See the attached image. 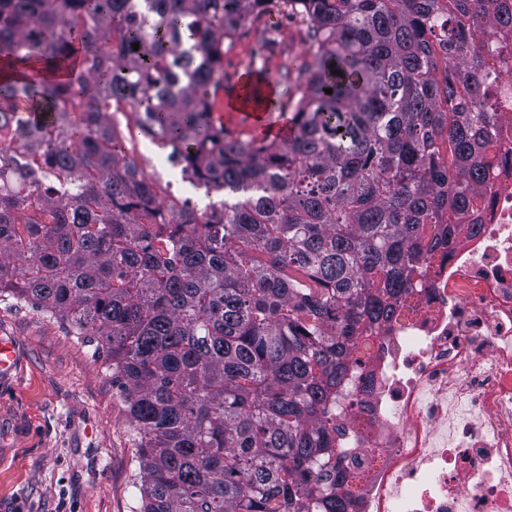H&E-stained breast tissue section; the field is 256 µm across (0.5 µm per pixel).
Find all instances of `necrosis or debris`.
Listing matches in <instances>:
<instances>
[{"instance_id":"4bbe7bcc","label":"necrosis or debris","mask_w":512,"mask_h":512,"mask_svg":"<svg viewBox=\"0 0 512 512\" xmlns=\"http://www.w3.org/2000/svg\"><path fill=\"white\" fill-rule=\"evenodd\" d=\"M488 79L502 158L477 231L410 288L327 415L356 512H512V33Z\"/></svg>"}]
</instances>
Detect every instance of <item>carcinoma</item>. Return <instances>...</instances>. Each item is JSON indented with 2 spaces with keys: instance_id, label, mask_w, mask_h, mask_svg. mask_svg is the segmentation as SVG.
Masks as SVG:
<instances>
[{
  "instance_id": "1",
  "label": "carcinoma",
  "mask_w": 512,
  "mask_h": 512,
  "mask_svg": "<svg viewBox=\"0 0 512 512\" xmlns=\"http://www.w3.org/2000/svg\"><path fill=\"white\" fill-rule=\"evenodd\" d=\"M497 2L0 0V295L98 343L140 512H350L326 414L364 335L478 224ZM284 8L307 36L296 133L226 140L223 46ZM72 60L75 81L30 76ZM120 115L224 200L161 199Z\"/></svg>"
}]
</instances>
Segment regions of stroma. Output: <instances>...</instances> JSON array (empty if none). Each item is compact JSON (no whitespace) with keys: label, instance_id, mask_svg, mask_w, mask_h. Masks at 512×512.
Masks as SVG:
<instances>
[{"label":"stroma","instance_id":"1","mask_svg":"<svg viewBox=\"0 0 512 512\" xmlns=\"http://www.w3.org/2000/svg\"><path fill=\"white\" fill-rule=\"evenodd\" d=\"M18 371L0 383V512H137L138 454L105 358L65 321L0 300Z\"/></svg>","mask_w":512,"mask_h":512}]
</instances>
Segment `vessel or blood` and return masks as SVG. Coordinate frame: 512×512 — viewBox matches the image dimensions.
<instances>
[{"instance_id": "vessel-or-blood-1", "label": "vessel or blood", "mask_w": 512, "mask_h": 512, "mask_svg": "<svg viewBox=\"0 0 512 512\" xmlns=\"http://www.w3.org/2000/svg\"><path fill=\"white\" fill-rule=\"evenodd\" d=\"M211 97L213 114L224 126L229 139L285 141L292 137L294 127L287 112L276 110V102L283 95L279 83L268 69L244 63L237 77L225 78L223 70H216ZM17 355L9 332L0 330V377H11L16 370Z\"/></svg>"}]
</instances>
